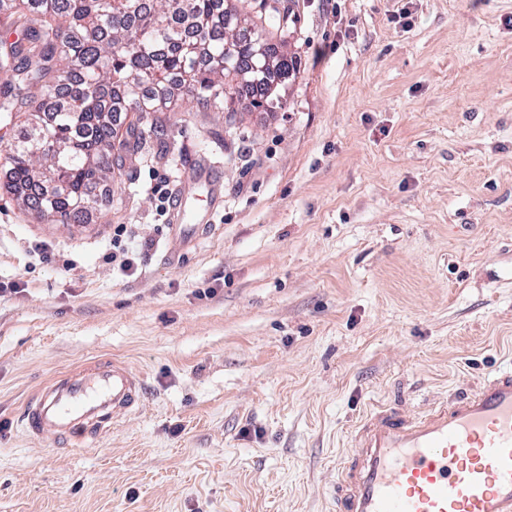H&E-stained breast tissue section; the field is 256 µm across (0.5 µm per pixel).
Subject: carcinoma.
<instances>
[{"instance_id": "carcinoma-1", "label": "carcinoma", "mask_w": 512, "mask_h": 512, "mask_svg": "<svg viewBox=\"0 0 512 512\" xmlns=\"http://www.w3.org/2000/svg\"><path fill=\"white\" fill-rule=\"evenodd\" d=\"M249 22L236 4L213 0H18L7 18L21 28L0 41L3 66L34 89L3 91L0 122L26 115L22 137L6 145V185L45 223L81 221L93 191L112 179V102L139 114L166 112L189 96L210 112L280 107L269 82L297 69L269 42L267 28L292 18L258 8Z\"/></svg>"}]
</instances>
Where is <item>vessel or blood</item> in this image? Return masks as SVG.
<instances>
[{
	"label": "vessel or blood",
	"instance_id": "vessel-or-blood-1",
	"mask_svg": "<svg viewBox=\"0 0 512 512\" xmlns=\"http://www.w3.org/2000/svg\"><path fill=\"white\" fill-rule=\"evenodd\" d=\"M143 390L126 364L87 362L46 382L20 423L37 440L81 448L137 408ZM350 436L335 512H512V364L417 414L374 403Z\"/></svg>",
	"mask_w": 512,
	"mask_h": 512
}]
</instances>
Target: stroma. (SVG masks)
<instances>
[{"label": "stroma", "mask_w": 512, "mask_h": 512, "mask_svg": "<svg viewBox=\"0 0 512 512\" xmlns=\"http://www.w3.org/2000/svg\"><path fill=\"white\" fill-rule=\"evenodd\" d=\"M278 2L281 110L151 113L81 224L0 167V512H333L371 401L421 411L512 356V0ZM110 358L146 383L112 432H22L42 383ZM128 238L127 225L119 224L113 228L112 232V263L119 260V269L123 272L134 268L135 259L131 256L137 255L129 249L126 243L122 245L123 236ZM129 253L131 256H129Z\"/></svg>", "instance_id": "1"}]
</instances>
